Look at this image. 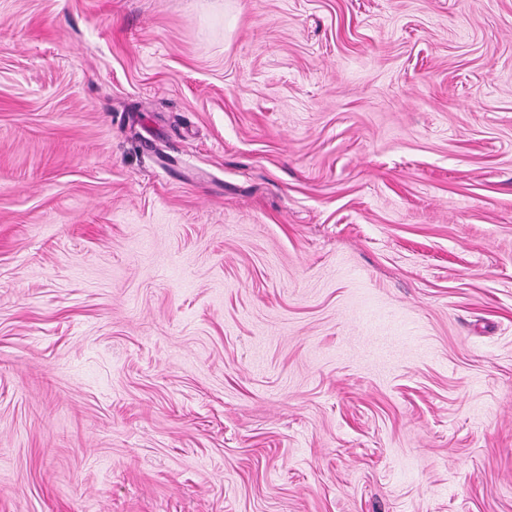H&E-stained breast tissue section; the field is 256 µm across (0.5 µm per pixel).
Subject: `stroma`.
Wrapping results in <instances>:
<instances>
[{"label":"stroma","mask_w":512,"mask_h":512,"mask_svg":"<svg viewBox=\"0 0 512 512\" xmlns=\"http://www.w3.org/2000/svg\"><path fill=\"white\" fill-rule=\"evenodd\" d=\"M0 512H512V0H0Z\"/></svg>","instance_id":"obj_1"}]
</instances>
